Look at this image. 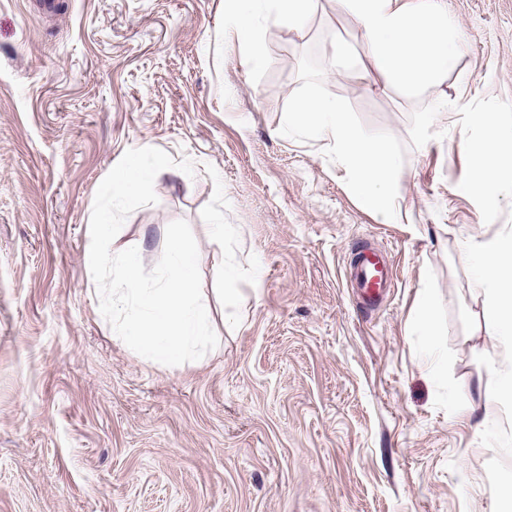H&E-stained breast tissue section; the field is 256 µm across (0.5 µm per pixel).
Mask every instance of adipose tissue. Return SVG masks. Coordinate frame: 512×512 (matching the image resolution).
I'll return each instance as SVG.
<instances>
[{
  "label": "adipose tissue",
  "instance_id": "adipose-tissue-1",
  "mask_svg": "<svg viewBox=\"0 0 512 512\" xmlns=\"http://www.w3.org/2000/svg\"><path fill=\"white\" fill-rule=\"evenodd\" d=\"M234 20L238 38L255 39L253 22L257 8L271 6L278 19L298 29L304 24L311 0H236ZM362 32L373 66L384 87L413 93L442 84L457 66L456 43L461 30L448 27L447 19L423 11L412 12L399 0H339ZM458 114V145L471 159L469 177L460 191L481 188L488 203L497 201V177L512 155L492 139H477L473 130H489L494 119L487 112L465 111L459 100L443 102L428 113L432 127H442L446 117ZM288 124L306 129L329 141L346 174L350 191L375 215L391 219L397 208L392 191L396 160L388 144L365 136L352 125L340 102L327 97L298 101L288 114ZM471 272V283L487 300V322L502 353L494 361V377L483 392L489 407L512 404V236L473 243L461 253Z\"/></svg>",
  "mask_w": 512,
  "mask_h": 512
}]
</instances>
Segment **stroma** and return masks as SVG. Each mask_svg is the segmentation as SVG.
I'll list each match as a JSON object with an SVG mask.
<instances>
[{"label": "stroma", "mask_w": 512, "mask_h": 512, "mask_svg": "<svg viewBox=\"0 0 512 512\" xmlns=\"http://www.w3.org/2000/svg\"><path fill=\"white\" fill-rule=\"evenodd\" d=\"M409 2L464 33L447 82L415 96L337 73L336 39L367 50L336 0L298 30L260 10L250 44L231 0H0V512H494L512 406L484 410L498 346L460 254L512 232V166L496 206L459 192L469 157L424 117L460 97L512 141V0ZM320 95L386 137L393 218L289 127ZM141 147L194 165L161 171L112 245L149 270L189 224L218 344L180 366L119 338L84 258L100 183ZM366 244L392 272L371 307L348 279ZM417 324L423 334L428 336L431 342L434 358L432 359L429 367L431 372L441 374L444 371V366L447 361L446 357L436 351L437 342V327L433 316L432 303L429 298H424L417 313Z\"/></svg>", "instance_id": "obj_1"}]
</instances>
